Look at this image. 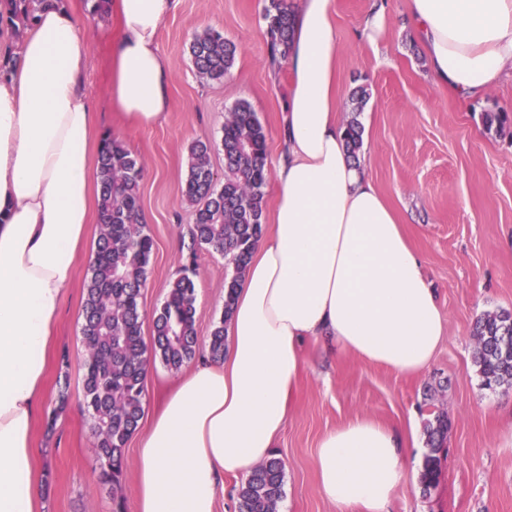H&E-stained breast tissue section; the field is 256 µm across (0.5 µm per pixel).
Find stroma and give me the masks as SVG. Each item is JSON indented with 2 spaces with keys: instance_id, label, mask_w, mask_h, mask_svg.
<instances>
[{
  "instance_id": "1",
  "label": "stroma",
  "mask_w": 512,
  "mask_h": 512,
  "mask_svg": "<svg viewBox=\"0 0 512 512\" xmlns=\"http://www.w3.org/2000/svg\"><path fill=\"white\" fill-rule=\"evenodd\" d=\"M90 40L89 99L99 129L112 132L138 155L144 171L141 210L154 240L141 307L151 316L181 267L192 264L196 329L210 335L224 315V257L203 249L188 262L181 237L194 222L183 198L190 145L213 144L216 180L224 178V119L240 101L253 106L267 133V160L280 151L290 73L272 76L267 64L264 0H180L165 19L159 46L171 72L169 107L162 124H121L110 99L113 16L91 14L86 0H65ZM372 0H334L342 43L338 96L343 120L358 118L374 182L398 212L412 248L424 261L427 281L445 317V337L431 365L402 375L368 365L336 344L306 341L291 416L275 454L284 463L288 512H343L322 496L314 468L319 440L358 418L412 429L418 443L408 470L422 463L424 425L448 416L447 452L438 484L408 482L387 512H512V388L489 390L476 376L473 322L488 312H512V81L462 104L428 74L424 49L408 0H385L387 29L377 43L362 33ZM215 28L238 53L223 81L200 78L189 54L195 35ZM370 94L355 112L358 88ZM503 112V127L486 128L482 115ZM89 264H80L68 288L46 376L47 399L34 432L37 475L44 480L41 512H112V490L95 473L90 422L83 405L84 344L80 333ZM67 389L66 407L57 402Z\"/></svg>"
}]
</instances>
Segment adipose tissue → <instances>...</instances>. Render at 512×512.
Masks as SVG:
<instances>
[{"instance_id": "obj_1", "label": "adipose tissue", "mask_w": 512, "mask_h": 512, "mask_svg": "<svg viewBox=\"0 0 512 512\" xmlns=\"http://www.w3.org/2000/svg\"><path fill=\"white\" fill-rule=\"evenodd\" d=\"M179 0H106L111 103L139 127L169 107L162 21ZM431 76L463 101L512 80V0H410ZM89 41L76 12L49 0L0 76V512H37L34 428L65 292L97 208V114ZM334 0H300L274 174L272 229L240 280L219 360L198 361L164 395L136 448L135 512H216L228 477L273 455L309 338L361 361L423 371L444 334L440 304L367 156L339 118ZM405 433L363 418L320 440L321 494L387 512L406 485Z\"/></svg>"}]
</instances>
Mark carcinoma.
I'll return each instance as SVG.
<instances>
[{
    "label": "carcinoma",
    "mask_w": 512,
    "mask_h": 512,
    "mask_svg": "<svg viewBox=\"0 0 512 512\" xmlns=\"http://www.w3.org/2000/svg\"><path fill=\"white\" fill-rule=\"evenodd\" d=\"M44 0H0V21L7 20L22 33ZM293 7L290 0H267L263 19L267 35V60L279 73L288 59ZM197 73L212 81L224 79L233 67L237 46L216 30L194 37L189 46ZM362 126L355 117L346 124V141L352 155L362 145ZM224 183H217L210 163L211 144L197 141L191 147L183 195L194 208L196 221L186 249L224 254L233 274L227 282L224 316L214 326L208 344L215 359L224 357V323L229 320L234 296L254 247L263 234V205L269 172L267 135L252 106L238 103L224 120ZM100 198L96 258L85 288L81 334L86 345L83 361V401L93 437L98 478L112 486V512H125L122 493L126 473L125 447L143 414L146 352L178 370L194 358L199 347L196 330L195 283L180 270L153 319L152 344L142 336L144 315L141 290L154 241L140 219L142 165L123 142L107 133L98 156ZM472 335L478 341L473 355L475 372L488 389L512 388V363L501 358L499 348L512 345V312L479 317ZM426 444L421 484L438 483L442 470L441 448L448 438V416L437 413L425 424ZM284 495V468L273 457L257 468L238 489V512H277Z\"/></svg>",
    "instance_id": "1"
}]
</instances>
